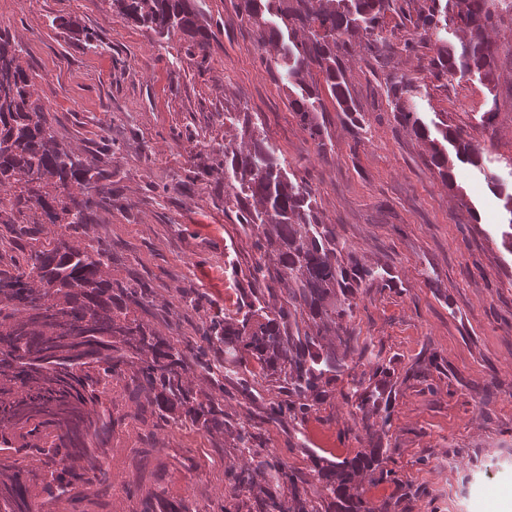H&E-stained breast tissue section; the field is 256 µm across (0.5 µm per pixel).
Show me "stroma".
<instances>
[{"mask_svg": "<svg viewBox=\"0 0 512 512\" xmlns=\"http://www.w3.org/2000/svg\"><path fill=\"white\" fill-rule=\"evenodd\" d=\"M237 3L197 0L215 33L202 60L183 37L158 38L107 0H0V28L23 46L59 140L106 177L109 198L75 242L111 241L110 276L149 288L145 319L159 333L194 340L256 286L255 238L225 198L224 167L211 151L238 140L246 120L309 181L322 223L388 272L385 285L358 295L350 322L367 355L347 356L335 391L304 423L270 417L281 381L256 379L249 399L236 379L225 380L224 415L257 434L253 452L240 451L229 432L128 419V396L114 386L122 421L109 444L112 495L85 499L84 512H139L155 493L220 512L234 504L231 471H252L259 492L269 479L259 461L273 458L313 488L311 455L336 463L378 443L388 449V475L367 472L360 487L373 512H504L512 504V254L488 179L512 183V60L502 61L491 105L476 77L435 78L431 45L388 13L389 49L363 35L342 59L362 123L324 98L317 141ZM408 41L413 50H404ZM395 75L418 86L424 119L447 120L483 148L484 171L455 166L462 197L394 120L386 84ZM492 107L494 120L484 122ZM197 295L202 303L187 305ZM369 379L387 383L388 422L357 408L353 384Z\"/></svg>", "mask_w": 512, "mask_h": 512, "instance_id": "stroma-1", "label": "stroma"}]
</instances>
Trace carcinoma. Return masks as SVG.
<instances>
[{"label":"carcinoma","mask_w":512,"mask_h":512,"mask_svg":"<svg viewBox=\"0 0 512 512\" xmlns=\"http://www.w3.org/2000/svg\"><path fill=\"white\" fill-rule=\"evenodd\" d=\"M397 0H240L241 11L268 48L267 64L298 89L289 100L300 123L322 139L317 122L318 87L308 83L311 67L322 74L329 96L342 112H357L341 57L365 34L376 48L385 14ZM110 7L163 39L181 33L202 53L212 33L199 23L193 0H110ZM465 33L459 44L440 38L448 17ZM512 23V0H422L412 23L424 38L437 37L430 65L438 78L476 76L494 91L499 48L489 32ZM21 45L0 30V512H79L88 495L112 490L107 445L119 419L113 416L112 385L121 383L133 399L130 417L149 413L154 426L185 424L222 433L224 375L283 376L285 398L273 415L304 421L324 400L344 368V357L326 343L334 337L347 351L363 350L346 325L361 289L385 281L387 271L347 251L333 224L321 222L311 187L291 179L285 161L255 127L245 126V150L224 146V182L230 185L244 231L256 237L259 257L253 277L266 279L263 256L276 255L278 282L288 299L269 310L252 293L222 319L213 318L200 342L177 345L150 324L130 316V306L150 303L141 284L112 282L106 274L111 245L91 238L75 246L62 236L44 235V225L64 224L74 233L90 223V212L106 201L100 173L87 167L73 147L58 140L49 113L35 97L32 77L21 63ZM411 81L395 77L387 96L396 121L428 147L431 165L459 195L455 159L482 168L483 149L448 124L428 125L405 100ZM258 370L247 369L249 360ZM208 379L212 391L195 390L189 378ZM358 410L387 411L385 390L367 386ZM382 445L366 448L334 466L313 459L321 489L304 487L299 474L280 462L263 461L287 492L267 490L257 512H363L358 476L384 460ZM38 456L33 471L24 459ZM141 512H202L187 498L161 495L142 502Z\"/></svg>","instance_id":"carcinoma-1"}]
</instances>
